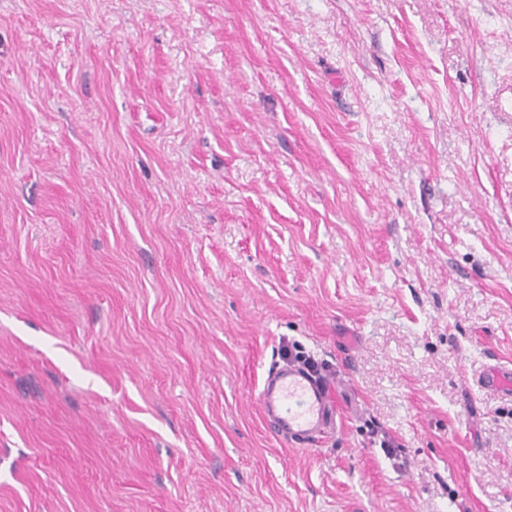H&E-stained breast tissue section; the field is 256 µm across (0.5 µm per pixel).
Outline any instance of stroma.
<instances>
[{
    "mask_svg": "<svg viewBox=\"0 0 512 512\" xmlns=\"http://www.w3.org/2000/svg\"><path fill=\"white\" fill-rule=\"evenodd\" d=\"M499 363L512 0H0V512H512ZM332 388L326 374L315 375L292 363L279 364L263 380L258 403L278 437L306 445L336 428ZM483 385L487 389L507 390L508 395L512 396V366H490L483 376Z\"/></svg>",
    "mask_w": 512,
    "mask_h": 512,
    "instance_id": "obj_1",
    "label": "stroma"
}]
</instances>
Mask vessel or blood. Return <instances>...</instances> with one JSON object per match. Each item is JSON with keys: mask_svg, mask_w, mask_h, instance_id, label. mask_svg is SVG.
Segmentation results:
<instances>
[{"mask_svg": "<svg viewBox=\"0 0 512 512\" xmlns=\"http://www.w3.org/2000/svg\"><path fill=\"white\" fill-rule=\"evenodd\" d=\"M483 385L512 394V366H490ZM332 388L327 375H316L299 365L284 363L268 372L258 393V403L264 419L278 437L305 445L336 427Z\"/></svg>", "mask_w": 512, "mask_h": 512, "instance_id": "1", "label": "vessel or blood"}]
</instances>
